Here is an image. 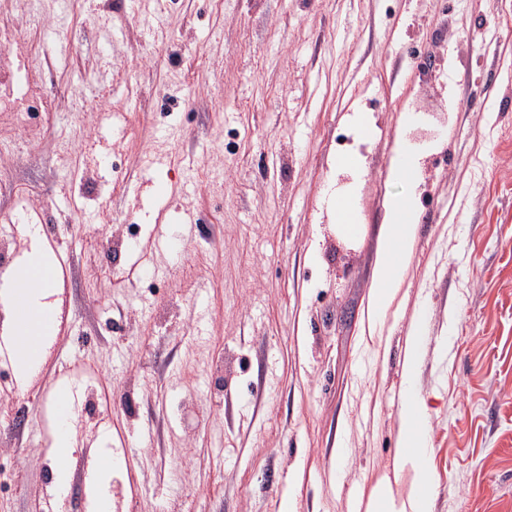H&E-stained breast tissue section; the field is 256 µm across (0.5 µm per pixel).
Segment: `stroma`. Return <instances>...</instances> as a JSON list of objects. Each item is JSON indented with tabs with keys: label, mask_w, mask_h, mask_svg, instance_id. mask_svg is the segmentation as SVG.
Segmentation results:
<instances>
[{
	"label": "stroma",
	"mask_w": 512,
	"mask_h": 512,
	"mask_svg": "<svg viewBox=\"0 0 512 512\" xmlns=\"http://www.w3.org/2000/svg\"><path fill=\"white\" fill-rule=\"evenodd\" d=\"M0 43L13 77L58 103L36 134L0 112V214L48 208L69 272L31 392L57 362L96 366L77 406L112 413L115 512H366L390 477L406 495L419 319L435 512H512V0H0ZM111 112L126 119L103 173ZM410 119L414 186L390 174ZM352 149L357 176L334 173ZM332 181L357 186L356 240L328 220ZM154 183L165 222L197 220L156 278L128 260ZM402 196L419 204L416 247L372 329L379 232ZM46 436L32 418L0 430V512H36L51 488Z\"/></svg>",
	"instance_id": "obj_1"
}]
</instances>
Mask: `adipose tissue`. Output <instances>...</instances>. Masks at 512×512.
Listing matches in <instances>:
<instances>
[{
  "instance_id": "obj_1",
  "label": "adipose tissue",
  "mask_w": 512,
  "mask_h": 512,
  "mask_svg": "<svg viewBox=\"0 0 512 512\" xmlns=\"http://www.w3.org/2000/svg\"><path fill=\"white\" fill-rule=\"evenodd\" d=\"M417 221L413 198L404 196L392 201L389 222L381 229L370 287V321L382 318L401 288V272L413 252ZM24 233L31 244L23 260L0 272V313L5 316L0 339L10 348L11 363L22 386L29 385L44 364L59 315L52 300L57 288V260L42 244L39 229L28 226ZM22 305L30 310L23 322L17 318V309ZM400 416L396 470L411 473L410 490L406 497H395L390 480H383L371 490L366 512H433L435 488L428 476L432 453L430 413L417 388H404Z\"/></svg>"
}]
</instances>
